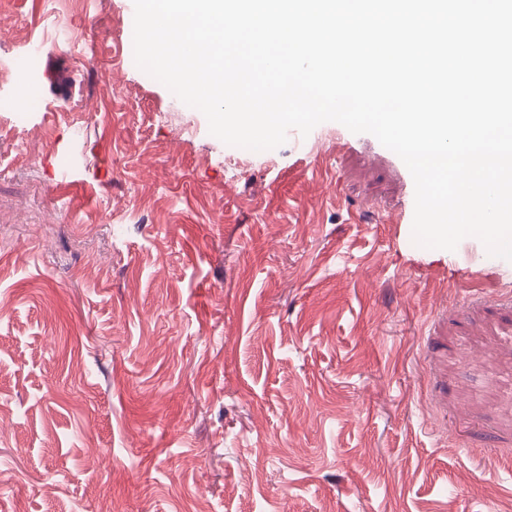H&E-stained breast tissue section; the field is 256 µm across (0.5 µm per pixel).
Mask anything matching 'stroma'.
<instances>
[{
  "label": "stroma",
  "instance_id": "1",
  "mask_svg": "<svg viewBox=\"0 0 512 512\" xmlns=\"http://www.w3.org/2000/svg\"><path fill=\"white\" fill-rule=\"evenodd\" d=\"M133 19L0 0V512H512V261L371 134L224 144Z\"/></svg>",
  "mask_w": 512,
  "mask_h": 512
}]
</instances>
